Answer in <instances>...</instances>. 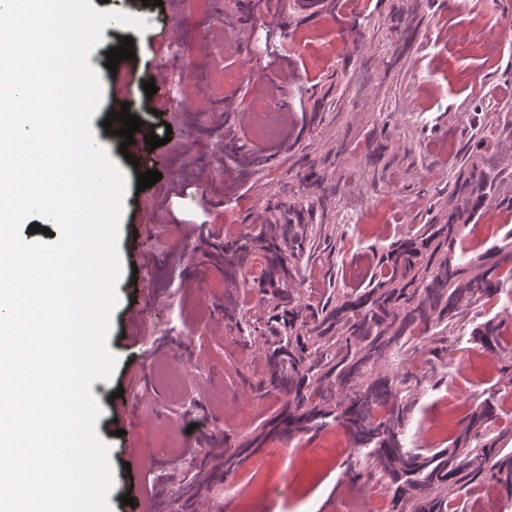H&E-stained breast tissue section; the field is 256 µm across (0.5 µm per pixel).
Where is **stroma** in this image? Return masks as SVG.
Wrapping results in <instances>:
<instances>
[{"label":"stroma","mask_w":512,"mask_h":512,"mask_svg":"<svg viewBox=\"0 0 512 512\" xmlns=\"http://www.w3.org/2000/svg\"><path fill=\"white\" fill-rule=\"evenodd\" d=\"M173 13L183 32L174 51L154 56L148 41ZM137 15L147 31L112 25L89 56L105 72L107 51L132 38L134 57L117 68L118 87L133 89L131 112L145 114L142 78L165 61L178 104L164 117L172 134L160 148L169 165L158 186L138 187L151 152L120 165L123 276L108 338L119 361L110 381L91 385L103 410L96 430L111 449L113 512H156L177 500L205 449L247 434L283 403L279 395L255 397L264 363L224 320L225 240L274 221L278 204L300 200L322 228L302 270L304 299L314 304L332 289L367 283L392 242L447 204L477 127L492 119L495 104L512 103V0H339L316 14L288 0H164ZM395 24L406 28V41L390 36ZM489 37L498 43L490 62L469 49ZM202 41L209 54L198 50ZM279 97L288 118L271 139H255L227 116ZM233 152L247 154L248 174L227 161ZM195 179L211 186V214L181 189ZM511 231L512 209L494 203L463 234L476 255ZM133 306L158 343L153 353L131 338ZM161 365L175 371L180 392L154 376ZM501 365L476 344L448 341L437 357L421 350L410 371L433 369L445 379L418 394L410 446H448ZM167 431L177 451L153 447V436ZM347 443L336 423L269 440L202 492L198 512H345L355 495L387 512L380 485L347 474ZM133 455L151 459L150 468L124 469ZM127 493L133 505L122 504Z\"/></svg>","instance_id":"stroma-1"}]
</instances>
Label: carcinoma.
I'll return each mask as SVG.
<instances>
[{
	"mask_svg": "<svg viewBox=\"0 0 512 512\" xmlns=\"http://www.w3.org/2000/svg\"><path fill=\"white\" fill-rule=\"evenodd\" d=\"M511 177L507 111L479 128L448 208L391 244L365 287L338 289L316 305L303 302L296 287L317 237L302 203L288 205L279 221L224 243L229 285L246 280L256 256L264 259L258 288L278 303L252 324L244 290L224 300V318L235 324L243 345L262 342L265 373L256 391L284 396L269 430L224 449V474L270 437L290 439L330 419L348 434V472L385 488L388 512H466L468 491L491 482L512 492V448L499 446L503 431L497 429L502 405L512 396V356L446 448L405 446L417 393L443 378L402 368L420 343L449 335L492 352L502 349L505 320L488 317L487 305L512 283V242L469 258L461 232L479 220L487 203H505L503 183Z\"/></svg>",
	"mask_w": 512,
	"mask_h": 512,
	"instance_id": "obj_1",
	"label": "carcinoma"
}]
</instances>
